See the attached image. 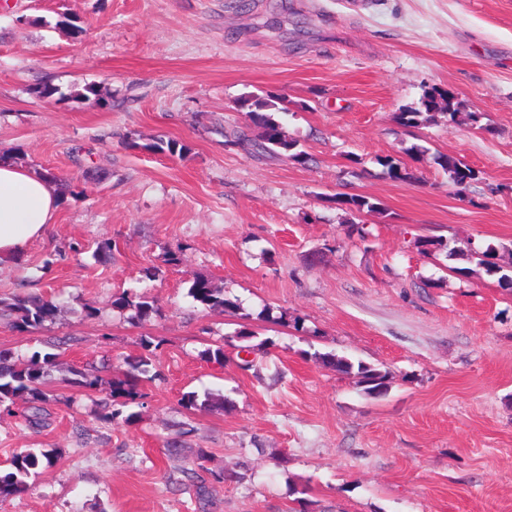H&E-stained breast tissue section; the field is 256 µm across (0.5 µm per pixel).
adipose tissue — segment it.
<instances>
[{
    "mask_svg": "<svg viewBox=\"0 0 512 512\" xmlns=\"http://www.w3.org/2000/svg\"><path fill=\"white\" fill-rule=\"evenodd\" d=\"M59 195L54 182L0 159V259L17 255L52 224Z\"/></svg>",
    "mask_w": 512,
    "mask_h": 512,
    "instance_id": "obj_1",
    "label": "adipose tissue"
}]
</instances>
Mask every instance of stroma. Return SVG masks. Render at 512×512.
<instances>
[{"instance_id":"stroma-1","label":"stroma","mask_w":512,"mask_h":512,"mask_svg":"<svg viewBox=\"0 0 512 512\" xmlns=\"http://www.w3.org/2000/svg\"><path fill=\"white\" fill-rule=\"evenodd\" d=\"M0 0V156L57 178L45 234L0 261V299L56 297L55 323L0 321V350L54 347L62 362L122 366L154 343L133 425L96 418L94 397L54 378L44 428L0 408V467L55 448L0 512H196L171 484L195 450L226 473L218 512H512V293L453 248L495 246L512 261V0ZM85 28L72 39L62 17ZM50 83L60 97L36 98ZM97 85L102 101L73 100ZM450 89L479 124L399 125L425 88ZM288 101V136L308 160L250 156L223 130L240 100ZM159 139L185 156L150 151ZM425 152L410 154L411 146ZM479 173L467 200L437 156ZM392 156L417 181L379 165ZM379 200L353 220L339 193ZM441 239L421 254L419 239ZM112 257L95 259L99 240ZM236 301L213 311L194 276ZM150 293L159 312L129 323L115 296ZM266 345L253 369L240 327ZM332 352L387 371L375 397L315 362ZM223 394L222 411L184 407ZM187 423L183 458L164 445ZM188 294L194 302L210 310L228 312L238 308L236 302L224 297L223 288H216L212 281L204 277L192 278ZM231 339H224V343H230L232 344V341L234 338L239 339V342L246 343L241 345H234L236 347L242 348L244 350H260L261 348H264L266 345L265 341L259 342L258 344H251V339L254 338V334L247 331L246 329L239 330L236 332L234 336H230ZM224 343L221 344H215V348L208 347L202 352L203 358L207 359L208 361H214L216 363H222L225 361V354H224Z\"/></svg>"}]
</instances>
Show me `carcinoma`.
I'll return each mask as SVG.
<instances>
[{
  "instance_id": "cac0c4a2",
  "label": "carcinoma",
  "mask_w": 512,
  "mask_h": 512,
  "mask_svg": "<svg viewBox=\"0 0 512 512\" xmlns=\"http://www.w3.org/2000/svg\"><path fill=\"white\" fill-rule=\"evenodd\" d=\"M241 105L245 106L251 123L260 130L259 138H251L242 129L224 131V143L236 146L247 153L265 152L271 155L290 154V158L302 163L305 153L297 150V141L286 134L283 124L275 118L278 113H286L287 108L281 106V100L273 95H252L244 98ZM440 112L448 116V126L458 124L465 118L476 124L480 117L475 112H462L461 104L456 97L439 87H429L423 91L417 107H406L396 116L402 126H413L420 122L421 117L432 119ZM445 171L453 186L470 185L478 179L474 169L464 170L460 160L453 156L436 158ZM379 164L392 179L410 182L415 179L414 172L403 166L397 159L386 156L379 159ZM346 206L340 211L351 215L355 212H381L380 203L366 196L345 194ZM497 249L489 245L479 251L468 249L449 253V256L475 258L477 265L482 267L489 276L497 277L500 287L512 290V266H503L495 262ZM188 295L194 302L210 310L222 312L234 311L236 302L224 297V289L217 288L207 278L195 276L191 280ZM112 307L127 315L132 323H141L158 313L157 300L149 294H142L137 299L126 295L112 301ZM61 311L58 301L41 295H15L10 300L0 299V318L7 317L14 328L39 329L56 320ZM317 363L342 374H355L364 390L371 395H380L387 390L388 373L382 372L363 362L353 363L346 357L331 353L316 352L311 355ZM127 369L111 377L107 376L108 366H66L58 360V355L39 352L25 359H16L10 352L0 350V405L13 403L20 399L26 404L23 418L30 427L41 425L46 414V405L50 401L48 385L57 371L66 372L65 381L72 387L84 392L107 393V401L103 403L100 419L104 422L122 420L126 424L134 423L138 413L123 414V408L135 403L142 397L140 386L142 378L150 373L151 359L146 355L126 360ZM183 403L189 408L207 410H223L226 408L224 396L212 392L204 393L203 400L189 392L183 396ZM57 459L56 449H43L39 453L23 451L13 455L9 467L0 470V498L19 495L27 490V479L32 470L40 464L50 467ZM208 455L201 451L196 456V469L192 472L182 471V475L197 479L195 487L201 512H209L214 505L212 485L224 482V472H214L207 467Z\"/></svg>"
}]
</instances>
